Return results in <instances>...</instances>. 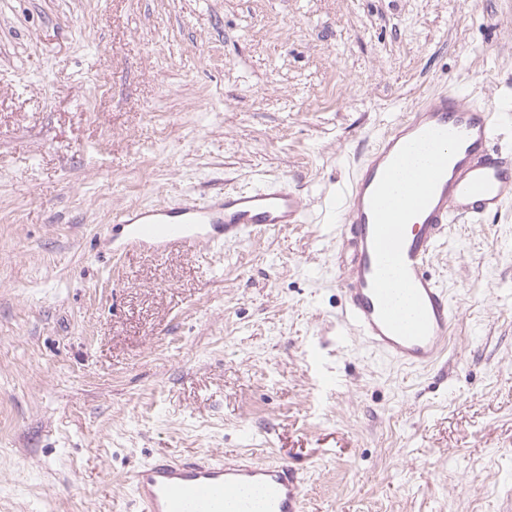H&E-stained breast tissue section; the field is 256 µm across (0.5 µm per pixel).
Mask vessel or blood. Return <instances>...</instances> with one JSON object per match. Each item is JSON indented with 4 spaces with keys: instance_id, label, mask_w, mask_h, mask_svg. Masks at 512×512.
<instances>
[{
    "instance_id": "1",
    "label": "vessel or blood",
    "mask_w": 512,
    "mask_h": 512,
    "mask_svg": "<svg viewBox=\"0 0 512 512\" xmlns=\"http://www.w3.org/2000/svg\"><path fill=\"white\" fill-rule=\"evenodd\" d=\"M512 114L448 90L395 119L359 163L343 209L353 247L339 286L343 318L383 357L408 369L434 364L448 348L457 308L427 267L453 224L479 220L512 202V148L495 143ZM430 143L433 168L394 186L413 147ZM302 197L286 181L226 190L204 201L126 208L114 252H193L222 248L275 227L297 224ZM133 512H252L242 490L261 488L263 512H304L294 464L244 456L165 455L129 478Z\"/></svg>"
}]
</instances>
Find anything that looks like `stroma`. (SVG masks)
Wrapping results in <instances>:
<instances>
[{
  "mask_svg": "<svg viewBox=\"0 0 512 512\" xmlns=\"http://www.w3.org/2000/svg\"><path fill=\"white\" fill-rule=\"evenodd\" d=\"M448 89L512 111V0H0V512L201 451L288 458L305 512H512V203L430 262L446 359L342 321L356 161ZM276 178L301 223L112 256L118 210Z\"/></svg>",
  "mask_w": 512,
  "mask_h": 512,
  "instance_id": "obj_1",
  "label": "stroma"
}]
</instances>
